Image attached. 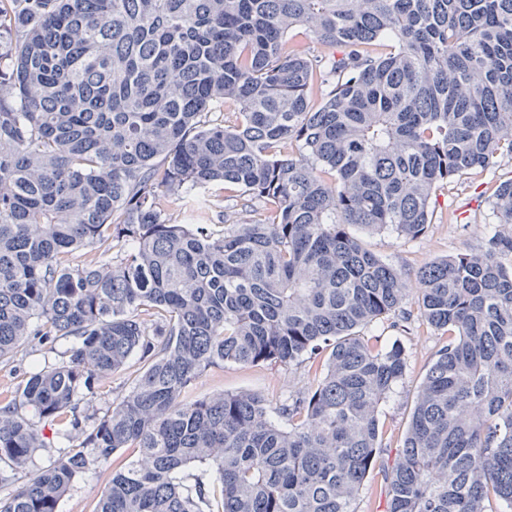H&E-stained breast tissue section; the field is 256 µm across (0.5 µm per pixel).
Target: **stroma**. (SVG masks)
Wrapping results in <instances>:
<instances>
[{"mask_svg": "<svg viewBox=\"0 0 512 512\" xmlns=\"http://www.w3.org/2000/svg\"><path fill=\"white\" fill-rule=\"evenodd\" d=\"M509 179H512V159L505 157L489 170L462 176L457 182L441 187L434 200L432 221L420 238L408 240L385 232L364 236L363 242L388 263L410 274L431 260L479 249L491 229L488 204L491 189L494 184ZM209 205L210 218L215 224H246L258 218L252 208L244 205L239 192L232 188L213 189ZM365 334L384 346L394 339H401L408 355L403 380L380 406L384 452L371 467L356 501L357 512H385L386 502L382 495L385 470L402 446L418 387L437 351L447 344L448 336L418 320L413 321L403 334L397 333L385 320L368 326ZM48 359L44 347L33 343L13 363L1 364L0 393L20 389L29 375L43 368ZM136 376L137 370L132 367L106 380L94 398L81 401V414L92 420L103 416L131 390ZM314 384V372L305 363L290 367L227 364L208 370L196 381L190 395L199 398L249 390L264 395L276 406ZM136 454V449H122L114 455L112 465L93 467L79 475L60 501L59 512H96L113 467L122 466Z\"/></svg>", "mask_w": 512, "mask_h": 512, "instance_id": "obj_1", "label": "stroma"}]
</instances>
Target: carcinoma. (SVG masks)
I'll return each mask as SVG.
<instances>
[{
    "label": "carcinoma",
    "instance_id": "1",
    "mask_svg": "<svg viewBox=\"0 0 512 512\" xmlns=\"http://www.w3.org/2000/svg\"><path fill=\"white\" fill-rule=\"evenodd\" d=\"M503 157L512 0H0V364L32 336L54 354L0 396V485L44 447L27 410L82 436L0 512H57L122 448L98 512H356L407 367L361 330L408 327L412 302L448 343L386 512H512V235L425 264L413 296L350 232L416 239L439 186ZM217 185L269 217L216 230ZM489 205L512 224V180ZM135 355L86 431L79 402ZM305 361L316 387L273 412L187 398L215 366Z\"/></svg>",
    "mask_w": 512,
    "mask_h": 512
}]
</instances>
